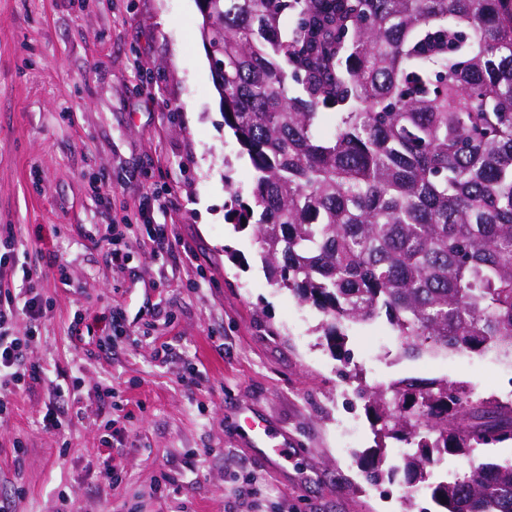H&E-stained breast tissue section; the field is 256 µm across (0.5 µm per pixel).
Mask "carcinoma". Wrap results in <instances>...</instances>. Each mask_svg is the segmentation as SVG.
<instances>
[{
  "label": "carcinoma",
  "mask_w": 512,
  "mask_h": 512,
  "mask_svg": "<svg viewBox=\"0 0 512 512\" xmlns=\"http://www.w3.org/2000/svg\"><path fill=\"white\" fill-rule=\"evenodd\" d=\"M224 126L248 156L268 279L317 311L349 362L346 327L386 321L408 359H512V0H199ZM297 15L291 32L282 17ZM336 108L329 133L320 108ZM354 396L385 447L363 462L437 512H512V465L434 475L448 455L512 439V404L446 378Z\"/></svg>",
  "instance_id": "cac0c4a2"
}]
</instances>
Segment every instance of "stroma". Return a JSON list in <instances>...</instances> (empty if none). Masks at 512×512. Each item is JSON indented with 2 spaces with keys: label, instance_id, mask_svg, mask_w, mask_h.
<instances>
[{
  "label": "stroma",
  "instance_id": "obj_1",
  "mask_svg": "<svg viewBox=\"0 0 512 512\" xmlns=\"http://www.w3.org/2000/svg\"><path fill=\"white\" fill-rule=\"evenodd\" d=\"M201 22L198 0H0V228L22 243L0 291L30 268L45 308L27 348L44 375L0 418V500L13 512H402V484L363 478L373 421L318 313L271 284L251 229L224 218L230 189L249 198L252 169L224 127ZM111 224L128 243L118 267L98 246ZM151 224L172 251L155 252ZM78 317L91 337L74 334ZM105 334L112 351L95 356ZM346 347L372 386L445 377L471 399L512 402V363L492 353L406 359L382 319L349 330ZM54 382L75 385L80 413L59 430L44 423ZM243 409L287 434L294 463L253 450ZM481 462L511 463L512 440L434 471Z\"/></svg>",
  "mask_w": 512,
  "mask_h": 512
}]
</instances>
